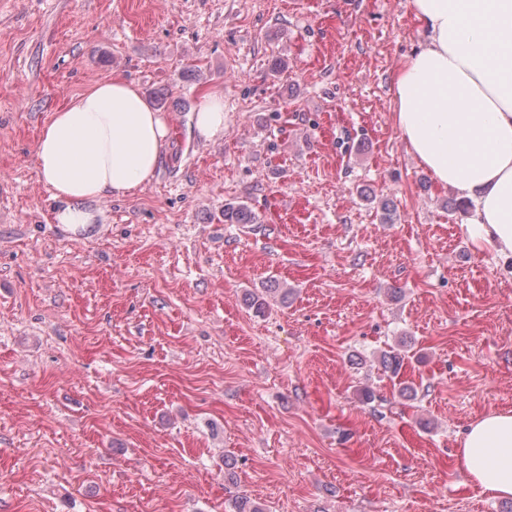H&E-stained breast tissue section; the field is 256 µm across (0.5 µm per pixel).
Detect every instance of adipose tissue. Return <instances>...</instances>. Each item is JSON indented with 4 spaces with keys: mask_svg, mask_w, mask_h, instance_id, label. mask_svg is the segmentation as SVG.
<instances>
[{
    "mask_svg": "<svg viewBox=\"0 0 512 512\" xmlns=\"http://www.w3.org/2000/svg\"><path fill=\"white\" fill-rule=\"evenodd\" d=\"M424 44L392 77L395 125L433 179L470 204L474 246L512 258V0H410ZM169 119L121 77L53 113L36 164L60 228L95 223L99 203L151 183ZM468 479L512 499V409L474 419L460 443Z\"/></svg>",
    "mask_w": 512,
    "mask_h": 512,
    "instance_id": "adipose-tissue-1",
    "label": "adipose tissue"
}]
</instances>
